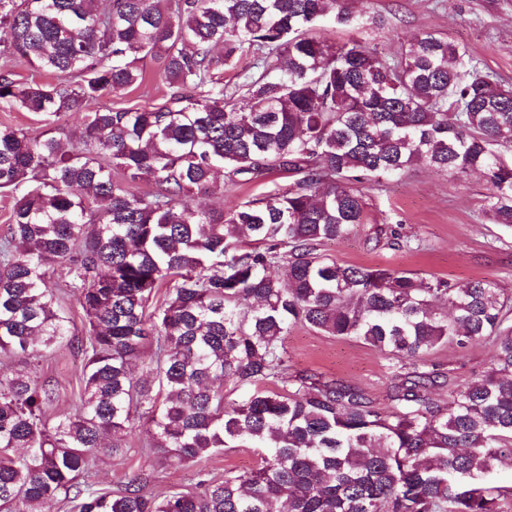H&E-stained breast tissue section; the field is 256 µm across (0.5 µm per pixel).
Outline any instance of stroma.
<instances>
[{"label":"stroma","instance_id":"1","mask_svg":"<svg viewBox=\"0 0 512 512\" xmlns=\"http://www.w3.org/2000/svg\"><path fill=\"white\" fill-rule=\"evenodd\" d=\"M359 9L369 22L354 30L324 25L319 34L339 41L357 38L378 44L394 53L401 42L423 31H432L469 47L482 65L512 88V0H360ZM140 86L106 97L116 107H151L161 101L166 89L156 63L144 66ZM0 122H7L38 136L52 129L72 131L80 116L60 117L0 107ZM487 187L477 175L463 176L417 164L399 176L380 179L365 189L368 222L349 237L321 246L322 254L355 265H390L421 274L452 279L463 285L476 279L497 281L512 291V228L485 223L482 210ZM390 222L424 241L421 249L394 251L376 249L366 237L373 225ZM284 347L295 369L334 376L365 389L374 399H383L389 383L392 359L348 338L325 336L307 328L292 329ZM494 343L480 340L466 349L444 346L427 358L428 366L462 383L487 371ZM39 377L58 383V397L48 407V418L73 412L80 392L83 361L77 349L64 345L46 353L36 365ZM149 433L135 427L124 440V450L99 460L94 479L113 490L135 471L154 473V490L178 486L193 489L197 471L220 477L225 471H243L255 466L254 448H229L204 457L198 468L161 466L143 453Z\"/></svg>","mask_w":512,"mask_h":512}]
</instances>
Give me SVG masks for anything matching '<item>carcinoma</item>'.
<instances>
[{
    "mask_svg": "<svg viewBox=\"0 0 512 512\" xmlns=\"http://www.w3.org/2000/svg\"><path fill=\"white\" fill-rule=\"evenodd\" d=\"M357 4L0 0L11 36L0 53L54 77L1 76L0 103L81 114L67 149L0 124V191L13 199L0 237V357L32 364L68 340L50 285L58 271L86 329L83 392L56 422L52 380L0 373V512L57 499L70 512H499L512 498V484L491 482L512 467V291L318 253L368 223L358 185L414 163L480 173L483 217L512 227V89L433 32L393 55L312 35L328 22L360 26ZM149 58L163 102L101 103L141 85ZM237 67L242 97L224 84ZM276 172L293 182L261 199L192 204ZM143 181L153 189L137 191ZM369 240L421 247L399 224ZM295 327L392 356L385 402L294 369L283 339ZM485 337L497 341L490 370L438 398L425 357ZM226 382L252 392L230 400ZM137 422L161 461L190 466L226 448H255L260 461L201 473L194 491L155 492L145 470L99 487L100 454L119 452Z\"/></svg>",
    "mask_w": 512,
    "mask_h": 512,
    "instance_id": "obj_1",
    "label": "carcinoma"
}]
</instances>
